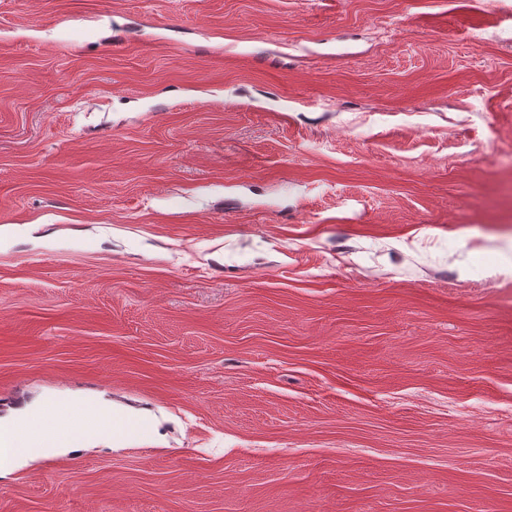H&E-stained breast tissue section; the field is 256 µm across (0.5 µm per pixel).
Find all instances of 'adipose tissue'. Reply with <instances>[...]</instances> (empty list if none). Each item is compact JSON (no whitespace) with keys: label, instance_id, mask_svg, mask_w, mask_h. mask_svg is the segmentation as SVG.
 Instances as JSON below:
<instances>
[{"label":"adipose tissue","instance_id":"adipose-tissue-1","mask_svg":"<svg viewBox=\"0 0 512 512\" xmlns=\"http://www.w3.org/2000/svg\"><path fill=\"white\" fill-rule=\"evenodd\" d=\"M157 425V418L146 410L62 395L0 418V473L37 458L67 454L93 440L117 443Z\"/></svg>","mask_w":512,"mask_h":512}]
</instances>
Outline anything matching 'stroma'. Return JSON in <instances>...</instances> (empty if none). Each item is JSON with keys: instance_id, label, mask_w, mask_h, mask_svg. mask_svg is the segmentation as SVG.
<instances>
[{"instance_id": "1", "label": "stroma", "mask_w": 512, "mask_h": 512, "mask_svg": "<svg viewBox=\"0 0 512 512\" xmlns=\"http://www.w3.org/2000/svg\"><path fill=\"white\" fill-rule=\"evenodd\" d=\"M157 432L0 512H512V0H0V417Z\"/></svg>"}]
</instances>
